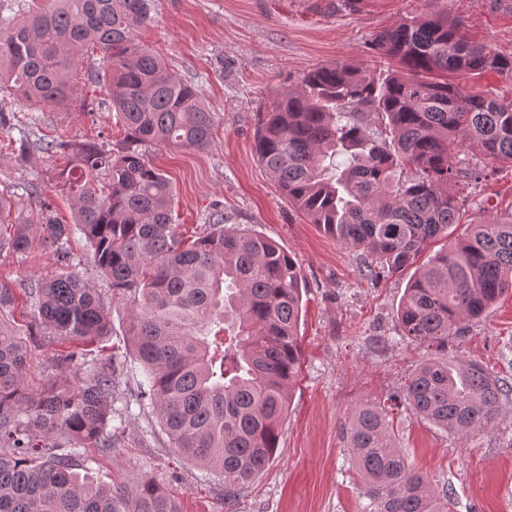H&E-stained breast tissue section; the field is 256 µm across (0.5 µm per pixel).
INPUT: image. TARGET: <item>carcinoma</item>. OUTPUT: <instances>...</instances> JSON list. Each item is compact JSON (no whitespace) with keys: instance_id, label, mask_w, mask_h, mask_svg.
Here are the masks:
<instances>
[{"instance_id":"1","label":"carcinoma","mask_w":512,"mask_h":512,"mask_svg":"<svg viewBox=\"0 0 512 512\" xmlns=\"http://www.w3.org/2000/svg\"><path fill=\"white\" fill-rule=\"evenodd\" d=\"M152 0H51L21 17L0 11V88L34 107L77 101L72 74L90 44L103 72L88 79L106 92L126 130L117 148L103 142H48L76 170L55 179L77 214L61 224L33 193L0 192V253H23L34 233L71 262L81 234L112 289L137 295L127 336L138 371L173 448L224 477V500L272 460L288 410L301 348L302 277L275 241L226 228L185 239L173 225L174 191L144 159L145 145L205 149L214 117L198 91L133 43ZM463 21L422 13L378 34L377 55L398 69L363 71L345 62L310 70L297 88L276 91L259 113L255 151L288 197L325 233L361 251L369 271L397 272L456 223L453 187L485 176L461 167L453 151L475 148L485 160H512V98L476 94L450 74L512 75L504 54L462 33ZM512 291V214L491 215L430 256L399 308L400 335L448 347L464 323ZM25 293L38 324L53 336L93 340L110 318L95 289L72 274ZM27 385L26 346L0 324V512H179L148 479L112 490L74 471L73 458L112 447L110 362L86 374ZM512 387L476 361L430 359L410 378L404 401L414 413L465 438L491 429ZM348 448L365 486L363 512H448V499L412 473L379 403L354 410Z\"/></svg>"}]
</instances>
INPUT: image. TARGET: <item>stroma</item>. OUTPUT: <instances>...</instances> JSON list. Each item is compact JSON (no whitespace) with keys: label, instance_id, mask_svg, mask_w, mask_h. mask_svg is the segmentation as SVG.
Wrapping results in <instances>:
<instances>
[{"label":"stroma","instance_id":"1","mask_svg":"<svg viewBox=\"0 0 512 512\" xmlns=\"http://www.w3.org/2000/svg\"><path fill=\"white\" fill-rule=\"evenodd\" d=\"M432 12L460 18L464 33L504 53L512 52V6L492 0H154L152 20L135 41L159 55L175 78L192 84L215 117L205 150L149 147L148 160L174 189L177 230L205 232L221 212L230 227L276 241L300 267L305 285L299 328L298 377L280 424L269 465L224 505V481L171 447L136 381L120 376L112 403V447L77 456L79 472L95 482L130 489L156 481L181 512H362L363 483L347 448L348 421L359 404H389L402 396L415 368L431 352L399 334L397 311L415 267L367 272L358 250L326 234L288 201L255 154L259 112L275 92L299 86L311 69L337 61L372 70L380 59L376 34L403 18ZM0 110L29 129L31 141L102 139L119 143L125 131L115 112L80 106L34 110L21 97L0 92ZM16 133L0 131V190L35 184L33 208L49 204L60 223L74 221L54 181L66 154L31 148L19 156ZM461 212L457 233L490 214L512 212V162L498 160L489 176L456 188ZM68 249L71 270L102 296L110 316L108 336L69 342L37 328L23 285L60 273L51 250L32 237L22 254H0V285L16 301L0 322L27 335V380L39 387L55 373L59 355L78 361L133 363L125 330L133 302L112 291L81 236ZM448 356L475 360L512 383V293H506L465 334L448 343ZM396 445L413 471L438 491H448L452 512H512V396L495 426L460 439L417 418L408 404L392 413Z\"/></svg>","mask_w":512,"mask_h":512}]
</instances>
